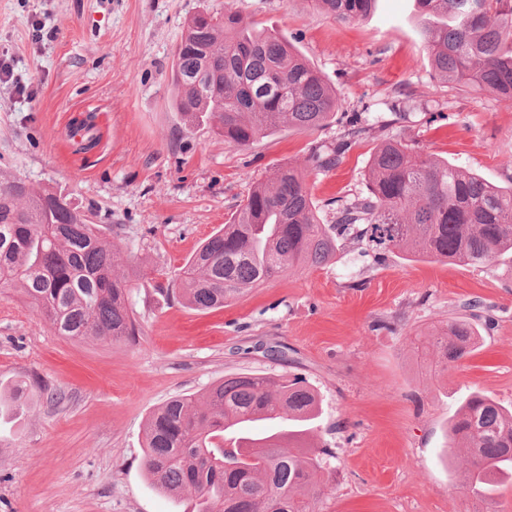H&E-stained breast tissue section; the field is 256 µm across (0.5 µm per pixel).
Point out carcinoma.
Returning <instances> with one entry per match:
<instances>
[{"instance_id":"cac0c4a2","label":"carcinoma","mask_w":512,"mask_h":512,"mask_svg":"<svg viewBox=\"0 0 512 512\" xmlns=\"http://www.w3.org/2000/svg\"><path fill=\"white\" fill-rule=\"evenodd\" d=\"M315 2L350 22L368 16L376 0ZM414 2L435 73L455 88L512 101V0ZM171 69L173 106L188 126H207L237 148L271 135L278 120L319 130L340 109L322 73L286 40L230 9L187 21ZM76 130L78 153L98 139L90 116ZM382 132L354 116L336 144L312 148V169L329 171L351 143L378 139L366 192L336 205L331 224L320 222L304 170L281 163L256 182L228 224L179 268L175 285L186 304L200 312L222 308L287 270L329 263L342 241L366 245L377 260L394 253L484 268L512 256V186L493 185ZM117 252L70 198L0 171V288L19 291L53 333L112 341L140 334ZM477 340L467 318L415 337L417 350L438 353L433 377L469 355ZM27 397L25 382L14 385L0 395V416L21 409ZM317 418V394L299 379L227 376L203 405L178 397L149 416L142 470L168 495L190 491L192 512H315L330 486V451L305 443ZM260 420L282 428L256 435ZM461 446L470 452L463 496L479 500L482 512H497L503 477L512 475V410L471 393L450 420L443 454L451 459Z\"/></svg>"}]
</instances>
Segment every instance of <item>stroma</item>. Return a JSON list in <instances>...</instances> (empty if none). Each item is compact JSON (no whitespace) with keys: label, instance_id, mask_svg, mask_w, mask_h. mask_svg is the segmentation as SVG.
<instances>
[{"label":"stroma","instance_id":"1","mask_svg":"<svg viewBox=\"0 0 512 512\" xmlns=\"http://www.w3.org/2000/svg\"><path fill=\"white\" fill-rule=\"evenodd\" d=\"M226 8L287 40L343 111L389 121L388 136L492 184L512 182V102L435 75L413 0H376L350 23L314 0H0V54L34 90L0 83V169L69 195L118 232L141 327L132 342L57 336L17 291L0 293V392L30 387L24 412L0 419V512H189V495L159 492L143 474L146 420L232 374L298 375L318 393L307 440L331 450L335 474L319 512H464L465 459L441 449L469 393L512 405V261L376 260L344 242L328 264L286 271L215 311L153 292L273 167L306 168L311 145L339 133L335 122L313 133L281 125L235 148L185 124L173 50L190 17ZM89 111L101 142L76 155L69 119ZM374 146L360 140L335 169L309 170L323 223L331 199L365 192ZM473 300L490 314L479 349L428 377L436 356L418 357L415 335L465 316Z\"/></svg>","mask_w":512,"mask_h":512}]
</instances>
